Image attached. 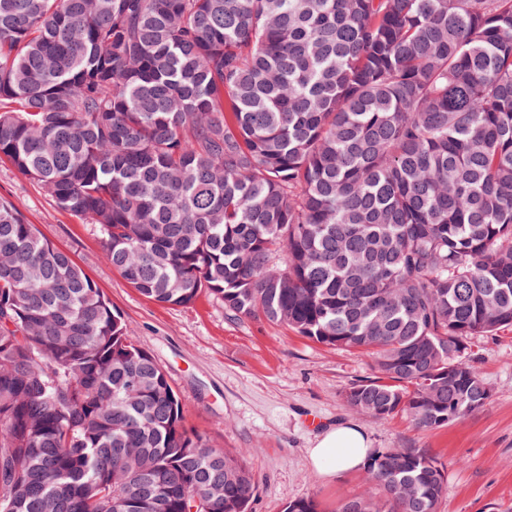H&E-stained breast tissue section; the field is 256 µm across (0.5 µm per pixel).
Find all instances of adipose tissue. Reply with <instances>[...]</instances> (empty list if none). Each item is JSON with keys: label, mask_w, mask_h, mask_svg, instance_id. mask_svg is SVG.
Segmentation results:
<instances>
[{"label": "adipose tissue", "mask_w": 512, "mask_h": 512, "mask_svg": "<svg viewBox=\"0 0 512 512\" xmlns=\"http://www.w3.org/2000/svg\"><path fill=\"white\" fill-rule=\"evenodd\" d=\"M370 452L367 435L359 427L345 424L318 434L309 457L321 475L337 478L359 469Z\"/></svg>", "instance_id": "obj_1"}]
</instances>
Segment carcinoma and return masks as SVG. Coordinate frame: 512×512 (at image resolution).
Wrapping results in <instances>:
<instances>
[{
    "label": "carcinoma",
    "instance_id": "cac0c4a2",
    "mask_svg": "<svg viewBox=\"0 0 512 512\" xmlns=\"http://www.w3.org/2000/svg\"><path fill=\"white\" fill-rule=\"evenodd\" d=\"M141 295L359 350L354 409L483 408L512 327V0H0V158ZM103 292L0 198V512H252ZM336 512H437L374 451Z\"/></svg>",
    "mask_w": 512,
    "mask_h": 512
}]
</instances>
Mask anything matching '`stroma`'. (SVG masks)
Wrapping results in <instances>:
<instances>
[{
	"mask_svg": "<svg viewBox=\"0 0 512 512\" xmlns=\"http://www.w3.org/2000/svg\"><path fill=\"white\" fill-rule=\"evenodd\" d=\"M0 197L68 252L123 317L136 344L168 376L188 430L243 456L258 480L252 512H284L315 497L335 512L363 491V473L320 475L308 450L320 431L354 424L372 448H422L442 464L448 495L438 512H512V330L472 339L474 366L491 389L487 404L448 426L421 430L402 414L376 419L351 409L354 384L372 377L369 357L303 338L266 320L233 319L209 294L169 306L142 296L112 268L100 233L57 207L45 190L0 159Z\"/></svg>",
	"mask_w": 512,
	"mask_h": 512,
	"instance_id": "1",
	"label": "stroma"
}]
</instances>
